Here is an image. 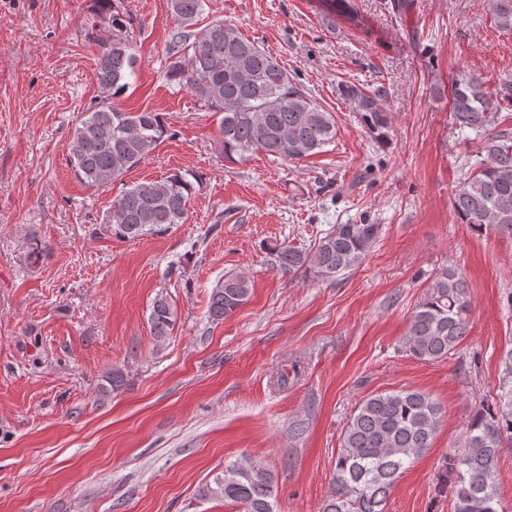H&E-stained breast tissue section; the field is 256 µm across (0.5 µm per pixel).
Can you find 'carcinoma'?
Masks as SVG:
<instances>
[{
    "label": "carcinoma",
    "instance_id": "carcinoma-1",
    "mask_svg": "<svg viewBox=\"0 0 512 512\" xmlns=\"http://www.w3.org/2000/svg\"><path fill=\"white\" fill-rule=\"evenodd\" d=\"M109 15L112 38L100 44L96 77L106 93L102 102L81 113L71 141L70 163L76 177L91 187H107L146 161L174 135L157 112H126L111 101L129 87L136 57L127 38L131 18L117 0H98ZM206 0H170L180 23L172 36L167 77L188 89L213 112L223 115L219 135L224 155L264 152L290 159L310 157L336 136L333 113L308 97L288 71L238 28L216 19L194 31ZM496 26L512 31V0H489ZM343 94L361 124L377 139L389 137L391 120L379 104L380 92L355 84ZM452 124L459 133L482 136L470 163V175L452 200L458 221L477 233L495 230L512 235V132L487 133L499 102L512 104V79L493 91L463 72L449 88ZM193 186L180 173L160 182L138 183L113 203L108 229L138 240L162 235L186 223ZM380 231L378 224H338L323 236L314 255L284 244L270 248L282 270H309L335 280L358 266ZM251 281L231 276L212 289L209 315L222 320L245 304ZM176 310L169 298L156 296L149 316L152 336L163 341L174 330ZM470 329L466 282L454 268L442 267L430 280L405 338V351L422 362L448 358ZM440 409L424 392L402 389L362 399L343 436L336 461V485L320 512H385L390 489L400 475L430 448ZM512 447V355L504 361V380L496 399H483L462 434L460 448L448 453L438 491L450 492L454 512H504L497 463L501 449ZM203 499H222L240 512H275L274 476L258 461L242 457L227 464L199 490Z\"/></svg>",
    "mask_w": 512,
    "mask_h": 512
}]
</instances>
